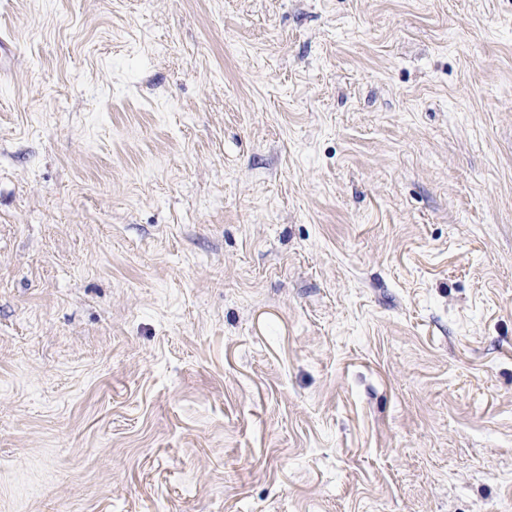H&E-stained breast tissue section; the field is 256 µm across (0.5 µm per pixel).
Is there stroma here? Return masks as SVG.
I'll return each mask as SVG.
<instances>
[{
  "instance_id": "1",
  "label": "stroma",
  "mask_w": 512,
  "mask_h": 512,
  "mask_svg": "<svg viewBox=\"0 0 512 512\" xmlns=\"http://www.w3.org/2000/svg\"><path fill=\"white\" fill-rule=\"evenodd\" d=\"M0 512H512V0H0Z\"/></svg>"
}]
</instances>
